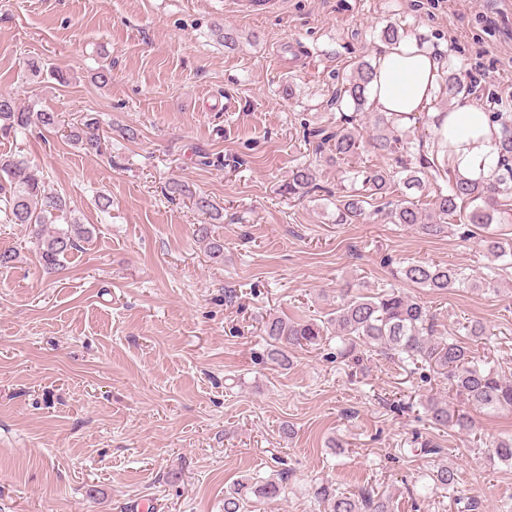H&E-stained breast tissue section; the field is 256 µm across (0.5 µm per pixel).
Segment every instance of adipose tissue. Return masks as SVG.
I'll use <instances>...</instances> for the list:
<instances>
[{"instance_id":"ef3b65f1","label":"adipose tissue","mask_w":512,"mask_h":512,"mask_svg":"<svg viewBox=\"0 0 512 512\" xmlns=\"http://www.w3.org/2000/svg\"><path fill=\"white\" fill-rule=\"evenodd\" d=\"M444 61L440 54L413 38L383 46L374 58L375 77L370 103L395 116L406 126L429 111L440 95ZM442 129L451 149L450 163L461 177L472 181L492 179L499 168L498 128L485 112L470 104L451 109Z\"/></svg>"}]
</instances>
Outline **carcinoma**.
<instances>
[{
    "label": "carcinoma",
    "mask_w": 512,
    "mask_h": 512,
    "mask_svg": "<svg viewBox=\"0 0 512 512\" xmlns=\"http://www.w3.org/2000/svg\"><path fill=\"white\" fill-rule=\"evenodd\" d=\"M373 79L369 62L358 65L354 75L340 90L339 96L348 97L361 108L366 100L368 86ZM467 93L455 74L450 73L442 84V95L455 99ZM434 120L435 137L430 147H413L410 135L385 112L377 113L369 134L372 152L391 161L386 167L355 172L362 176V191L347 194L336 204V222L350 223L362 215L364 205L374 201L388 206L387 218L392 224L418 227L423 234L438 237L448 232V220L463 216L467 224L485 227L506 212L508 196L512 195V114L496 112L493 118L499 126L497 148L502 157L501 168L494 180L473 182L451 173L448 167V140L442 133L440 119ZM352 118L336 128L319 126L309 131L315 140L313 154L328 153L325 162L336 163L358 154L363 135ZM58 124L54 112L22 108L8 93H0V136L3 138L23 134L32 127L53 129ZM74 144L91 154L102 149L98 121L89 118L69 134ZM318 164L315 161L298 165L291 173L286 191L302 196L318 188ZM447 175L446 186L436 185L432 207L422 208L410 195L395 202L386 198L401 183L408 190L426 189L424 176ZM468 212L461 213V210ZM0 213L7 224H27L34 234L41 265L50 271L61 266V258L89 239L91 229L73 216L67 200L46 191L42 169L20 155H0ZM198 235L207 242L214 259H224V245L209 239V228L199 225ZM487 251L496 258L512 253V245L500 237L484 239ZM402 278L419 288L432 292H446L470 281L463 268L413 261L400 267ZM435 315L421 301L408 296L398 288H385L378 292L354 293L347 288L339 295L336 308L319 323L313 319L288 321L280 317L265 322L263 333L268 346L267 357L283 368L292 364L294 349L316 345L323 334L336 332L341 341L339 354L356 366L364 363L361 348H372L416 370L429 368L448 380V396L452 395L464 405L487 414L512 408V382L481 359L474 346L478 345L486 328L469 324L466 340L454 336H438ZM421 405L428 421L439 427L450 428L467 435L476 434V426L469 412L456 407L447 396L427 395ZM490 452L503 464L512 465V440L501 439ZM432 488L452 491L459 483L457 468L446 463L431 473ZM286 487V477L253 481L238 480L224 492V512H243L251 497L267 500L279 498ZM315 499L326 505V512H391L390 501L368 491L358 496L339 493L328 484L321 483L313 491Z\"/></svg>",
    "instance_id": "carcinoma-1"
}]
</instances>
